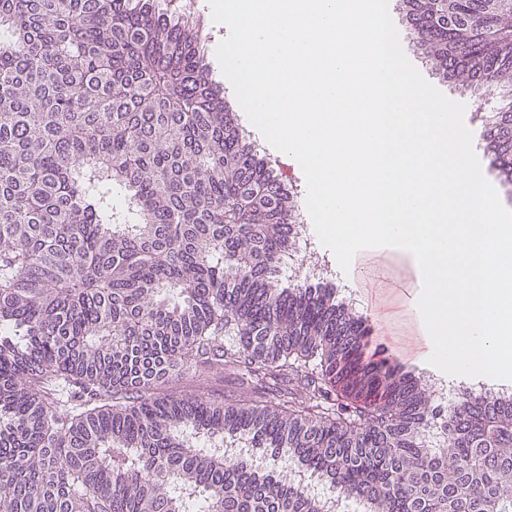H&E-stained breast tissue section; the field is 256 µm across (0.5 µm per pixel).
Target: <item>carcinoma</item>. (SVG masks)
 I'll use <instances>...</instances> for the list:
<instances>
[{
	"label": "carcinoma",
	"instance_id": "1",
	"mask_svg": "<svg viewBox=\"0 0 512 512\" xmlns=\"http://www.w3.org/2000/svg\"><path fill=\"white\" fill-rule=\"evenodd\" d=\"M400 3L437 74L512 99V0ZM175 14L0 0V512H321L295 470L371 512H512V394L441 416L335 288L283 284L297 195ZM486 142L511 187L512 111Z\"/></svg>",
	"mask_w": 512,
	"mask_h": 512
}]
</instances>
